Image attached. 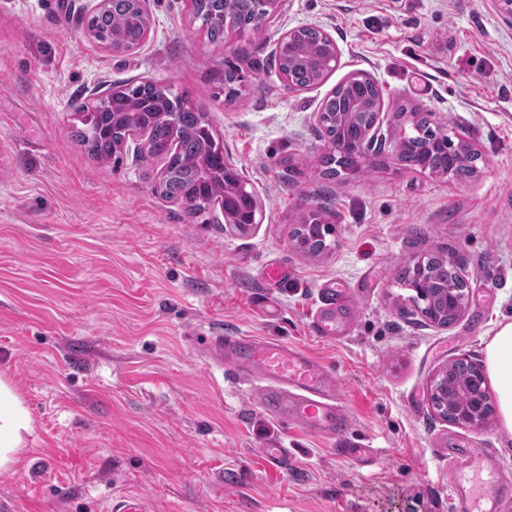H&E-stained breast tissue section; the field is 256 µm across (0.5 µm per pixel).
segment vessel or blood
I'll return each instance as SVG.
<instances>
[{
  "label": "vessel or blood",
  "instance_id": "obj_1",
  "mask_svg": "<svg viewBox=\"0 0 512 512\" xmlns=\"http://www.w3.org/2000/svg\"><path fill=\"white\" fill-rule=\"evenodd\" d=\"M209 364L232 367L253 382L259 403L274 418L329 439L339 436L347 419L336 397L335 377L304 351L272 338L215 332L203 339ZM484 486L453 491L456 512H480Z\"/></svg>",
  "mask_w": 512,
  "mask_h": 512
}]
</instances>
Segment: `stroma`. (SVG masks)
<instances>
[{"mask_svg":"<svg viewBox=\"0 0 512 512\" xmlns=\"http://www.w3.org/2000/svg\"><path fill=\"white\" fill-rule=\"evenodd\" d=\"M87 0H0V372L36 427L0 512H104L138 492L146 512H452L448 461L490 451L512 475V432L444 421L433 378L484 361L512 321V30L486 0H290L263 29L208 40L186 0H152L147 46L117 55L83 35ZM322 26L341 63L284 86L280 31ZM241 93L224 100V73ZM378 80L381 134L434 112L483 154L466 183L384 166L321 175L314 118L350 73ZM145 81L187 93L258 194L260 224L226 229L154 190L162 161L89 158L70 131L93 95ZM318 209L334 233L311 254L291 231ZM469 279L449 328L416 314L394 277L427 251ZM283 268L280 281L266 267ZM335 309L344 329L317 337ZM271 337L334 373L341 441L269 415L251 382L209 367L199 334ZM292 459L267 461L269 444Z\"/></svg>","mask_w":512,"mask_h":512,"instance_id":"obj_1","label":"stroma"}]
</instances>
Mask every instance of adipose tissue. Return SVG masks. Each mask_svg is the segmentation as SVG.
Wrapping results in <instances>:
<instances>
[{
	"instance_id": "adipose-tissue-1",
	"label": "adipose tissue",
	"mask_w": 512,
	"mask_h": 512,
	"mask_svg": "<svg viewBox=\"0 0 512 512\" xmlns=\"http://www.w3.org/2000/svg\"><path fill=\"white\" fill-rule=\"evenodd\" d=\"M485 361L497 395L500 422L512 431V322L500 324L485 345ZM28 404L7 374H0V472L13 470L35 430Z\"/></svg>"
}]
</instances>
